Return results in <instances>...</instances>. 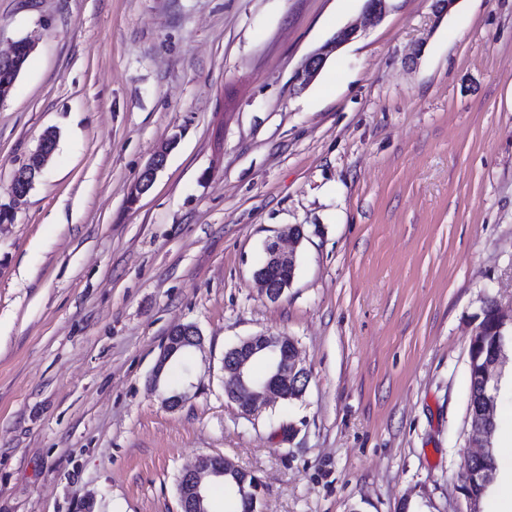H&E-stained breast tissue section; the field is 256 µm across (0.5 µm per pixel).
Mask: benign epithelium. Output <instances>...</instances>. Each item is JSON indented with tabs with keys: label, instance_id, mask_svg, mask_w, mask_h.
I'll list each match as a JSON object with an SVG mask.
<instances>
[{
	"label": "benign epithelium",
	"instance_id": "obj_1",
	"mask_svg": "<svg viewBox=\"0 0 512 512\" xmlns=\"http://www.w3.org/2000/svg\"><path fill=\"white\" fill-rule=\"evenodd\" d=\"M388 10V0H366L363 20L354 22L340 30L331 40L308 55L295 70L292 82L303 88L309 85L320 73L327 58L344 43L360 36L369 25L380 22ZM56 147L53 130H46L40 137L37 148L30 154L22 169L17 172L6 210L15 214V205L28 195L36 179L48 164ZM168 148L162 147L149 161L137 180L130 188V203L137 202L154 184L157 175L166 164ZM299 226L285 227L279 236L265 245V259L262 267L254 272V279L265 297L271 301L280 299L291 287L296 273L297 258L293 250L286 251L281 240L287 238L300 242L303 234ZM203 335L194 324L173 326L162 345L160 354L150 378L154 390H159L161 380L169 365L183 353L200 348ZM264 357L269 362L268 376L256 381L249 374V366L257 358ZM224 394L234 401L249 416L261 408L269 407L288 399L291 392L299 389L305 382L306 370L301 366V354L297 343L288 336L260 333L241 339L236 345L224 352ZM195 383L190 382L180 390L160 393L162 404L169 410L181 408L190 398ZM483 425L472 429L478 451L469 455L479 459L486 452L484 423L492 420L490 411L475 413ZM241 468L231 460L220 455L204 454L184 466L180 472L179 499L182 512H209L206 506L207 488L214 478L226 473H238Z\"/></svg>",
	"mask_w": 512,
	"mask_h": 512
}]
</instances>
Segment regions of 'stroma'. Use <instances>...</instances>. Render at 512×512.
Masks as SVG:
<instances>
[{"mask_svg": "<svg viewBox=\"0 0 512 512\" xmlns=\"http://www.w3.org/2000/svg\"><path fill=\"white\" fill-rule=\"evenodd\" d=\"M365 0H0L34 48L0 102V512H181L223 455L261 512H469V350L512 308V0H390L305 91ZM166 166L127 194L162 146ZM299 224L291 288L253 274ZM203 349L149 378L172 325ZM293 338L303 396L242 414L225 351ZM363 20L340 30L331 40L308 55L295 70L292 82L300 88L309 85L320 73L327 58L344 43L360 36L369 25L380 22L386 15L389 0H365ZM54 129H47L40 137L37 148L30 154L27 162L17 172L6 210L11 216L15 214V205L28 195L33 188L36 179L41 175L48 164L56 147V139L53 136ZM240 471L243 470L225 456L204 454L195 458L194 461L184 466L180 472L179 499L182 512H209L205 505L207 488L212 479L219 477L225 485L229 484L235 487L241 500L243 512L247 511V503L244 500L253 491V498H249V503L252 512H256L257 504L260 502V497L257 496L261 487L259 479L255 476L251 490V478L244 485L242 483L241 486L243 485V487H241L240 483L243 479L241 476L233 474L224 476L225 473H240ZM255 485L257 486L254 487Z\"/></svg>", "mask_w": 512, "mask_h": 512, "instance_id": "obj_1", "label": "stroma"}]
</instances>
